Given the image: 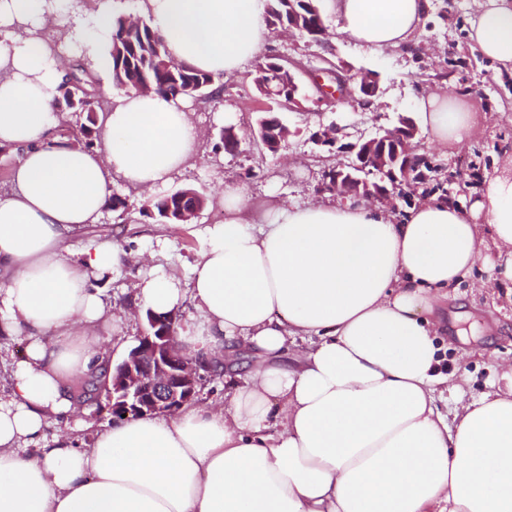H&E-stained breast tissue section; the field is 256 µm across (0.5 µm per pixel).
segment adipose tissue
<instances>
[{"instance_id":"obj_1","label":"adipose tissue","mask_w":512,"mask_h":512,"mask_svg":"<svg viewBox=\"0 0 512 512\" xmlns=\"http://www.w3.org/2000/svg\"><path fill=\"white\" fill-rule=\"evenodd\" d=\"M264 2L139 0L175 60L217 76L265 45ZM428 2L336 0V32L395 49ZM62 14L102 42L118 0H0V147L17 155L0 196V337L27 342L0 397V512H512V364L464 397L461 371L442 370L433 316L482 247L512 281V153L484 171L478 197L435 194L401 217L329 198L275 200L253 218L243 187L225 184L224 221L206 228L188 284L155 270L134 293L140 312L175 317L187 354L219 364L249 352L246 374H224L223 408L129 418L92 447L21 455L50 418L76 415L67 382L104 369L101 333L120 336L127 319L93 280L133 252L94 240L73 251L68 239L97 222L113 178L151 196L200 140L182 97L135 91L113 93L94 150L59 139L51 103L68 51L42 46ZM468 39L512 70V0H481ZM467 97H419L440 151L485 125ZM297 336L311 345L291 351Z\"/></svg>"}]
</instances>
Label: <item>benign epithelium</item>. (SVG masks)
<instances>
[{
    "label": "benign epithelium",
    "instance_id": "obj_1",
    "mask_svg": "<svg viewBox=\"0 0 512 512\" xmlns=\"http://www.w3.org/2000/svg\"><path fill=\"white\" fill-rule=\"evenodd\" d=\"M290 65L288 82L295 84L299 78L307 77L318 94L317 103L328 107L335 106L336 100L343 96L367 103L383 92L379 74L372 71L353 74L338 63L318 71L309 70L294 59L290 60ZM339 132L340 129L332 124H320L312 135L324 152L357 154L362 161L359 169L364 176L346 175L341 164L336 166L335 179H323L322 189L387 204L393 201L394 195L381 182L389 178L394 185L412 183L422 160L417 154L419 130L412 117L401 115L393 128L384 129L370 138L360 137L354 142L343 141ZM203 369L205 366L201 361L188 357L172 336L162 333L138 343L129 351L112 375L106 399L112 410L127 417L173 414L195 399Z\"/></svg>",
    "mask_w": 512,
    "mask_h": 512
}]
</instances>
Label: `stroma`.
Masks as SVG:
<instances>
[{
    "label": "stroma",
    "instance_id": "1",
    "mask_svg": "<svg viewBox=\"0 0 512 512\" xmlns=\"http://www.w3.org/2000/svg\"><path fill=\"white\" fill-rule=\"evenodd\" d=\"M480 0H429L424 25L403 48L376 54L336 33L330 0L322 4L327 29L324 47H307L292 35H269L267 47L302 59L325 58L342 61L355 70L379 73L383 92L364 106L348 98L335 107L317 104L315 92H308L302 109H288L259 96L252 85L254 63H247L236 75L224 78L221 96L211 102L189 104L191 120L201 131L196 156L167 184V191L191 187L208 202L198 220L191 224H155L139 213L142 205L136 193L122 182L112 188L127 194L130 214L127 221L102 213L96 224L73 237L68 246L78 250L88 239L115 242L142 253V261L96 281L106 300L131 304L135 284L152 267L160 266L178 280H187L189 264L203 247L207 225L224 221L219 197L225 184L244 187L252 214H259L268 200L303 204L320 200L317 186L323 164L307 140L309 130L318 124L338 122L352 137L371 136L380 128L393 126L398 115L414 113L415 100L425 91L442 87L445 91L463 86L488 116L487 126L462 146L440 153L427 134L418 137L419 151L438 165V181L448 197L459 196L463 186H478L485 168L504 150L512 151V72L497 70L490 61L471 49L465 27ZM273 111L298 132L286 150L270 154L253 133L257 117ZM232 128L241 140L238 154L214 155L212 148L225 128ZM445 323L447 345L445 366H462L466 394L485 390L500 377V366L512 362V299L498 279L497 270L486 259H479L471 281L449 293L436 309ZM112 416L96 405L79 408L75 419L49 424L41 439L46 448L63 441L87 448L97 432L110 427Z\"/></svg>",
    "mask_w": 512,
    "mask_h": 512
}]
</instances>
